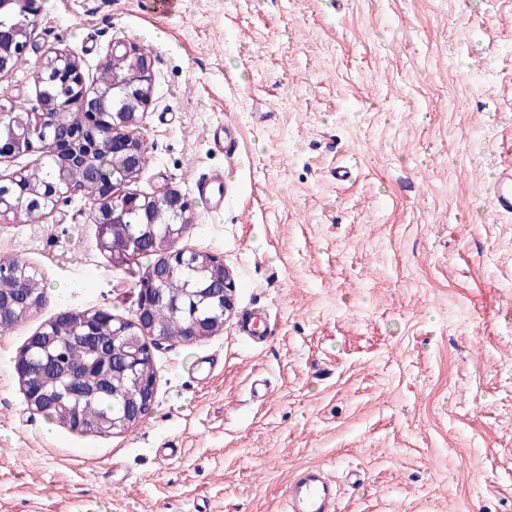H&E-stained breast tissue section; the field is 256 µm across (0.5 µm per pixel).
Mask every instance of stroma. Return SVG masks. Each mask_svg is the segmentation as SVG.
Returning a JSON list of instances; mask_svg holds the SVG:
<instances>
[{
	"instance_id": "stroma-1",
	"label": "stroma",
	"mask_w": 512,
	"mask_h": 512,
	"mask_svg": "<svg viewBox=\"0 0 512 512\" xmlns=\"http://www.w3.org/2000/svg\"><path fill=\"white\" fill-rule=\"evenodd\" d=\"M0 96L32 107L64 50L95 85L116 38L153 59L149 162L129 183L194 199L178 245L220 256L236 313L154 353L135 428L69 430L0 369V512H285L295 469L335 475L338 512H512V216L482 185L512 165V0H38ZM231 129L235 151L209 133ZM351 171L335 179L337 168ZM223 172L224 211L193 196ZM64 312L130 319L150 257L113 266L83 192L0 222V259ZM265 309L267 340L237 332Z\"/></svg>"
}]
</instances>
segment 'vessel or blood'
I'll return each instance as SVG.
<instances>
[{
  "label": "vessel or blood",
  "instance_id": "1",
  "mask_svg": "<svg viewBox=\"0 0 512 512\" xmlns=\"http://www.w3.org/2000/svg\"><path fill=\"white\" fill-rule=\"evenodd\" d=\"M195 191L214 213L224 210L227 188L220 172L199 178ZM485 193L494 210L501 215H512V168L499 171L486 185ZM337 484L329 473L319 466H306L292 475L288 484L286 507L288 512H336Z\"/></svg>",
  "mask_w": 512,
  "mask_h": 512
}]
</instances>
